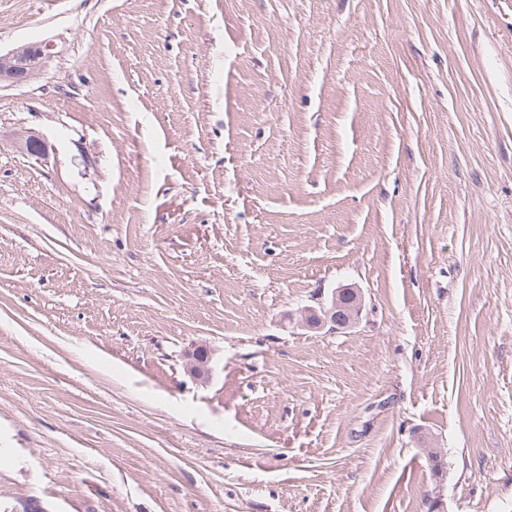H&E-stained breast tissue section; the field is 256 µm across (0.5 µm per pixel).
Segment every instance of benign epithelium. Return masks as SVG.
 Returning a JSON list of instances; mask_svg holds the SVG:
<instances>
[{"label": "benign epithelium", "mask_w": 512, "mask_h": 512, "mask_svg": "<svg viewBox=\"0 0 512 512\" xmlns=\"http://www.w3.org/2000/svg\"><path fill=\"white\" fill-rule=\"evenodd\" d=\"M52 57L51 44L37 42L20 45L6 52L0 51V86H23L33 80ZM19 148L39 158L49 154L51 144L39 133L26 131L20 135ZM317 305L301 309L295 327L309 332L327 330L332 333L359 321L363 308V294L357 288L332 290L315 296ZM183 368L191 378L206 382L213 372L212 353L197 345L183 355Z\"/></svg>", "instance_id": "obj_1"}]
</instances>
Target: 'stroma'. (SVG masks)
Segmentation results:
<instances>
[{
    "instance_id": "35a3bbf8",
    "label": "stroma",
    "mask_w": 512,
    "mask_h": 512,
    "mask_svg": "<svg viewBox=\"0 0 512 512\" xmlns=\"http://www.w3.org/2000/svg\"><path fill=\"white\" fill-rule=\"evenodd\" d=\"M40 40L0 512H512V0H0ZM345 287L355 328L294 333ZM212 353L203 345H197L183 355V368L191 378L206 382L213 372Z\"/></svg>"
}]
</instances>
